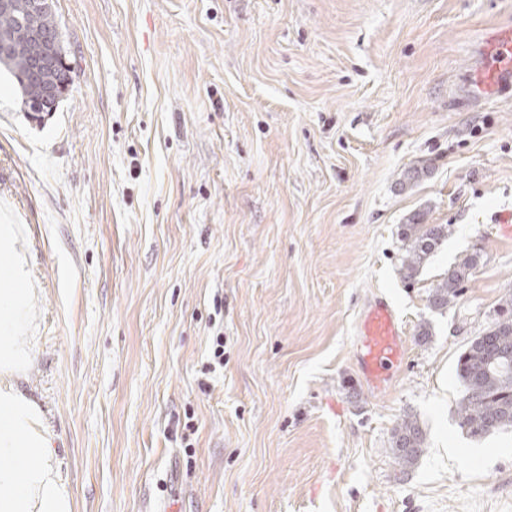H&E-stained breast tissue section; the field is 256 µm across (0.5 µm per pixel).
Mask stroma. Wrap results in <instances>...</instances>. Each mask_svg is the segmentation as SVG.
<instances>
[{"mask_svg": "<svg viewBox=\"0 0 512 512\" xmlns=\"http://www.w3.org/2000/svg\"><path fill=\"white\" fill-rule=\"evenodd\" d=\"M54 9L57 110L31 119L0 74V225L39 291L18 387L71 512H512V432L470 438L456 411L458 357L512 286V87L457 88L512 0ZM417 214L450 234L407 279ZM380 293L406 357L375 393L356 327ZM407 414L427 450L404 469ZM475 266L476 259L466 256L456 266L450 268L447 275L430 289L429 306L441 311L454 304L461 297L462 286L469 279ZM426 435L418 419L412 415L401 417L393 428L392 454L402 468L411 467L426 449Z\"/></svg>", "mask_w": 512, "mask_h": 512, "instance_id": "35a3bbf8", "label": "stroma"}]
</instances>
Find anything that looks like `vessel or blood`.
Listing matches in <instances>:
<instances>
[{"label":"vessel or blood","mask_w":512,"mask_h":512,"mask_svg":"<svg viewBox=\"0 0 512 512\" xmlns=\"http://www.w3.org/2000/svg\"><path fill=\"white\" fill-rule=\"evenodd\" d=\"M476 72V79L462 86L463 98L483 99L512 84V26L488 36ZM404 353V332L393 306L386 297L374 296L358 327L357 366L365 384L375 391L385 390Z\"/></svg>","instance_id":"obj_1"}]
</instances>
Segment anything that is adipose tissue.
<instances>
[{"label": "adipose tissue", "instance_id": "1", "mask_svg": "<svg viewBox=\"0 0 512 512\" xmlns=\"http://www.w3.org/2000/svg\"><path fill=\"white\" fill-rule=\"evenodd\" d=\"M0 512H71L38 406L13 385L27 366L24 340L38 291L26 279L21 238L0 225Z\"/></svg>", "mask_w": 512, "mask_h": 512}]
</instances>
